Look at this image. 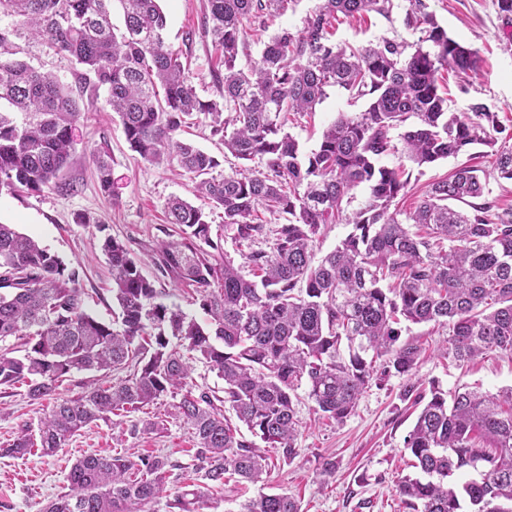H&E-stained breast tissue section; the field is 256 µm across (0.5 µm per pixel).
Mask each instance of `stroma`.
I'll use <instances>...</instances> for the list:
<instances>
[{
  "label": "stroma",
  "mask_w": 512,
  "mask_h": 512,
  "mask_svg": "<svg viewBox=\"0 0 512 512\" xmlns=\"http://www.w3.org/2000/svg\"><path fill=\"white\" fill-rule=\"evenodd\" d=\"M390 17L372 13L361 22L347 21L336 27L335 40L361 46L382 39L416 43L420 33L408 27L406 15L410 0H393ZM429 12L449 35L476 49L479 63L475 73L465 78L448 76L444 90L448 107L467 112L476 104L496 115L492 132L498 143L512 145V21L498 10L497 0H424ZM318 0H297L285 15L274 18L266 30L250 31L239 55L240 64L257 59L270 35L288 30L299 33ZM204 0H161L167 15L169 45L187 54L190 79L200 97L219 95L212 71L216 54L210 39L200 31ZM24 60L40 72L65 84L73 83L76 68L67 58L28 38L18 40ZM366 99H356L337 87L326 90L324 100L313 114L293 117L288 132L297 140L301 153L317 149L323 131L339 113L364 110ZM74 150L61 174L63 182L75 184L74 194L54 190L12 195L0 193V222L38 240L43 247L66 263L81 267L86 310L98 317H112V272L100 248L102 235L123 242L140 262L142 272L156 279L163 288L162 302L179 306L198 321L206 316L191 294L172 287L169 279L157 278L151 260L152 249L164 239L171 226L166 222L167 202L179 196L193 199L194 184L189 176L168 166L145 162L132 151L118 116L112 111L106 93H99L95 110L75 123ZM108 155L112 168V192L104 194L97 178L93 151ZM383 164L411 172L410 184L398 207L412 210L427 186L446 176L457 166L469 163L482 169L488 198L501 207H512V181L500 179L489 153L461 154L417 167L402 153L384 156ZM89 214L97 224L77 223L76 217ZM449 337L446 327L434 324L402 326L400 343L419 347L415 373L422 383L438 384L445 391L462 385L498 393L512 387V359L490 353L457 367L441 353ZM403 378L388 377L383 385H370L353 413L340 422L319 418L309 401L296 408L299 419L298 454L289 463L274 462L263 483L240 492L234 486L224 489L225 506L237 512L244 496L281 493L299 500L302 512H405L398 485L407 475H415L411 457L403 441L412 429L417 412L401 397ZM171 397L147 406L149 416L162 420V431L143 434L133 431L137 414L110 416L82 429L51 457L0 455V512H38L42 503L64 491L71 465L88 454L110 455L127 449L133 456L163 454L192 472L191 450L196 442L191 431L172 415ZM49 411L48 405L27 399L24 386L0 393V444L13 440L23 426H38Z\"/></svg>",
  "instance_id": "35a3bbf8"
}]
</instances>
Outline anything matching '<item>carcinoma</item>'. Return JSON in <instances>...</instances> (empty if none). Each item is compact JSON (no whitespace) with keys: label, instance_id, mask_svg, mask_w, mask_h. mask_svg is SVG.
Segmentation results:
<instances>
[{"label":"carcinoma","instance_id":"carcinoma-1","mask_svg":"<svg viewBox=\"0 0 512 512\" xmlns=\"http://www.w3.org/2000/svg\"><path fill=\"white\" fill-rule=\"evenodd\" d=\"M109 2L0 0V191H76L60 183V174L83 114L79 101L94 105L106 87L130 148L150 164L174 160L195 180L204 205L169 200L167 219L178 226V239L157 243L154 264L174 285L197 293L208 321L156 302L162 291L110 236L102 250L116 310L110 322L93 316L84 309L79 268L0 223V342L21 340L19 354L0 349V386L23 385L30 401L51 404L37 429L23 427L3 452L52 456L95 421L177 396L173 416L192 430L201 481L173 492L167 484L175 464L166 456L91 454L72 465L67 491L39 512H147L164 497L172 512H196L197 503L230 483L261 482L268 451L286 463L297 456L298 389L306 387L316 413L341 422L372 381L393 374L405 378L401 397L420 407L404 448L423 477L399 484L405 508L512 512V388H425L415 379L419 348L398 344L401 321L433 322L449 326L444 355L456 362L487 352L512 358V208L479 202L486 182L480 169L464 166L432 183L404 213L392 205L410 177L380 163L396 149L397 130L404 154L419 167L484 146L499 177L512 181V145L490 134L495 113L481 104L450 112L439 92L443 72H475L478 51H463L422 0L406 17L421 33L416 43L340 46L332 40L339 18L387 17L392 0H320L300 34H274L244 68L246 24L267 27L292 0H207L202 27L224 74H215L220 99L204 100L182 54L166 43L158 0H119V36ZM23 29L74 59L76 85L17 58L13 37ZM331 86L369 102L361 112L340 114L302 161L286 131L288 116L314 112ZM198 114L210 119L211 135L241 161L239 169L217 178L216 156L176 139ZM255 159L262 168L249 166ZM94 161L101 189L111 192L110 165L100 153ZM360 185L369 198L348 220L352 230L314 261L322 226L342 217L344 200ZM207 207L223 210L224 231L238 242L271 241L270 250L247 256L248 274L212 239ZM261 208L284 223L268 228ZM192 358L224 380L222 403L239 425L215 404L219 397L188 382ZM124 369L129 374L116 382L60 396L75 372L107 378ZM241 425L252 440L240 434ZM467 472L477 478L451 481ZM239 512L300 506L286 493H262Z\"/></svg>","mask_w":512,"mask_h":512}]
</instances>
